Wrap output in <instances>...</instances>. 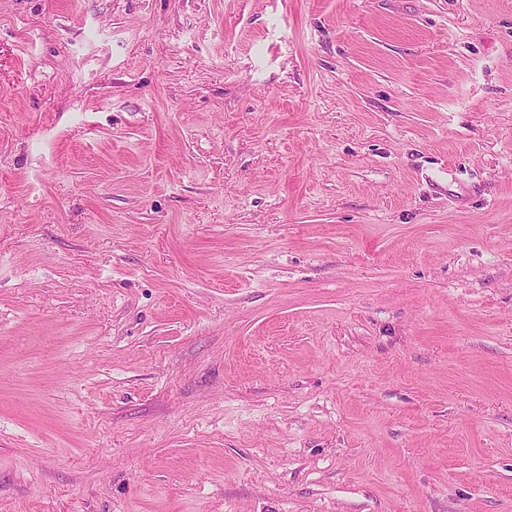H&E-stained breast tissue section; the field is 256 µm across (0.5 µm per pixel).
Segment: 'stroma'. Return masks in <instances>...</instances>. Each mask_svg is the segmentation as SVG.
Segmentation results:
<instances>
[{
    "label": "stroma",
    "mask_w": 512,
    "mask_h": 512,
    "mask_svg": "<svg viewBox=\"0 0 512 512\" xmlns=\"http://www.w3.org/2000/svg\"><path fill=\"white\" fill-rule=\"evenodd\" d=\"M0 512H512V0H0Z\"/></svg>",
    "instance_id": "1"
}]
</instances>
